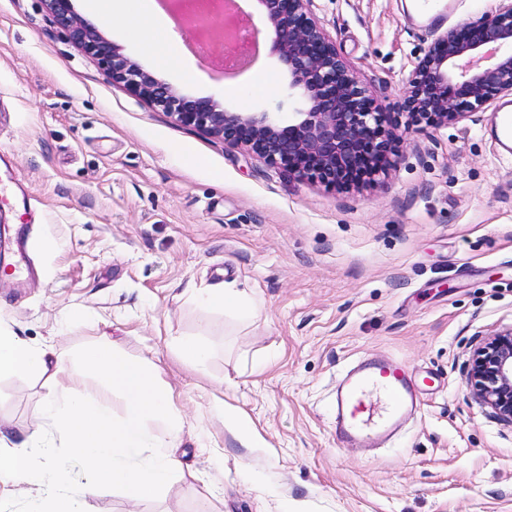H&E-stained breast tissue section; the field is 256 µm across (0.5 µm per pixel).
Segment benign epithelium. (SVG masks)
Masks as SVG:
<instances>
[{"instance_id":"obj_1","label":"benign epithelium","mask_w":512,"mask_h":512,"mask_svg":"<svg viewBox=\"0 0 512 512\" xmlns=\"http://www.w3.org/2000/svg\"><path fill=\"white\" fill-rule=\"evenodd\" d=\"M66 36L132 90L178 123L280 166L296 178L326 186L383 181L391 146L402 138L391 113L373 103L368 89L341 56L313 0H255L248 32L266 33L269 49L288 76L286 98L294 111L283 123L278 112L230 111L211 98H190L125 56L86 19L72 0H44ZM174 13L196 40L210 47L220 66L237 61L245 41L224 0H172ZM512 96V0L460 29L440 33L414 65L405 107L408 124L459 125L502 97ZM468 384L495 417L512 425V327L471 353Z\"/></svg>"}]
</instances>
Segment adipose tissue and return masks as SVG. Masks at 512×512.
Returning <instances> with one entry per match:
<instances>
[{
    "instance_id": "ef3b65f1",
    "label": "adipose tissue",
    "mask_w": 512,
    "mask_h": 512,
    "mask_svg": "<svg viewBox=\"0 0 512 512\" xmlns=\"http://www.w3.org/2000/svg\"><path fill=\"white\" fill-rule=\"evenodd\" d=\"M193 302L225 313L255 312L245 291L222 283L193 292ZM55 370L57 378L35 413L37 427L20 442L0 432V483L36 489L31 512H87V498L120 486L145 503L179 472L183 423L173 396L152 371L124 361L105 342L85 348L76 366L49 348L29 345L0 327V379ZM86 466L83 484L56 461L58 449Z\"/></svg>"
}]
</instances>
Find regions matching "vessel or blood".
I'll return each instance as SVG.
<instances>
[{"mask_svg": "<svg viewBox=\"0 0 512 512\" xmlns=\"http://www.w3.org/2000/svg\"><path fill=\"white\" fill-rule=\"evenodd\" d=\"M449 0H415V22L431 28L444 22ZM494 136L512 152V103L500 105ZM419 406L418 389L407 368L398 362L361 363L348 373L336 394L337 432L346 442H368L388 433L406 412Z\"/></svg>", "mask_w": 512, "mask_h": 512, "instance_id": "1", "label": "vessel or blood"}]
</instances>
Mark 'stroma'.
I'll use <instances>...</instances> for the list:
<instances>
[{
    "label": "stroma",
    "mask_w": 512,
    "mask_h": 512,
    "mask_svg": "<svg viewBox=\"0 0 512 512\" xmlns=\"http://www.w3.org/2000/svg\"><path fill=\"white\" fill-rule=\"evenodd\" d=\"M143 69L224 108L273 112L276 57L216 80L170 17L160 62L134 17L104 21ZM312 11L375 104L405 123L414 62L436 29L406 0H314ZM496 107L465 126H410L383 185L328 188L182 126L69 41L44 0H0V325L74 358L107 341L156 365L184 423L182 471L135 506L115 487L91 512H512V426L467 384L470 353L512 326V153ZM255 294V314L206 311L192 290ZM206 344L205 373L176 350ZM396 360L420 409L388 443L339 447L336 381ZM51 375L0 379V423L20 439ZM250 419L243 447L210 412Z\"/></svg>",
    "instance_id": "1"
}]
</instances>
